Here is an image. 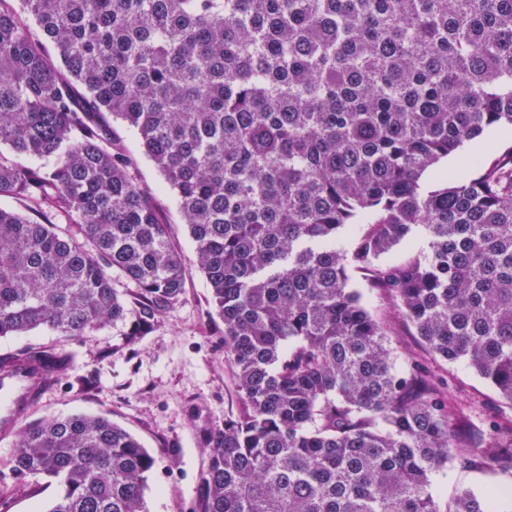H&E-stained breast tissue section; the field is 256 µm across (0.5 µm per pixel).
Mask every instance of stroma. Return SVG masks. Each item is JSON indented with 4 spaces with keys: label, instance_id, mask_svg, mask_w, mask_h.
I'll return each mask as SVG.
<instances>
[{
    "label": "stroma",
    "instance_id": "1",
    "mask_svg": "<svg viewBox=\"0 0 512 512\" xmlns=\"http://www.w3.org/2000/svg\"><path fill=\"white\" fill-rule=\"evenodd\" d=\"M112 128L132 158L136 179L155 196L169 224L171 242L182 255L181 301L133 347L125 345L119 326L76 338L38 328L0 340V354L40 346L71 353L70 367L60 372L53 391L29 412V419L75 413L110 417L134 434L155 459L147 492L149 512H197L210 453L203 435L241 407L224 357V324L163 175L146 156L135 131L119 121ZM350 283L381 325L396 366H418L438 384L457 410L458 429L482 428L493 420L512 424V405L466 363L451 364L434 356L399 313L389 292L369 287L362 273H351ZM492 487L512 488V471L464 470L451 464L433 475L431 491L444 506L460 490L480 496ZM58 491L57 483L26 477L14 487L11 512H46Z\"/></svg>",
    "mask_w": 512,
    "mask_h": 512
}]
</instances>
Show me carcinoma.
Here are the masks:
<instances>
[{
    "instance_id": "cac0c4a2",
    "label": "carcinoma",
    "mask_w": 512,
    "mask_h": 512,
    "mask_svg": "<svg viewBox=\"0 0 512 512\" xmlns=\"http://www.w3.org/2000/svg\"><path fill=\"white\" fill-rule=\"evenodd\" d=\"M106 113L164 176L224 322L241 408L207 431L199 512H512L503 489L439 507L433 474L512 469V433L458 434L349 284L368 273L512 405V146L421 184L512 125V0H0V198L39 203L0 208V338L121 324L131 347L182 298L169 224ZM414 234L425 247L379 265ZM71 363L31 347L0 372L40 366L51 388ZM154 466L105 417L40 420L0 505L41 475L60 487L46 512H148ZM510 128V125H508L507 128L498 126L485 132L482 137L466 141L455 153L448 155V158L442 159L438 164L437 169L442 170L445 173H451L458 167L463 158L484 154L487 150L489 141L492 140L497 141L504 146L512 145V128L511 130Z\"/></svg>"
}]
</instances>
